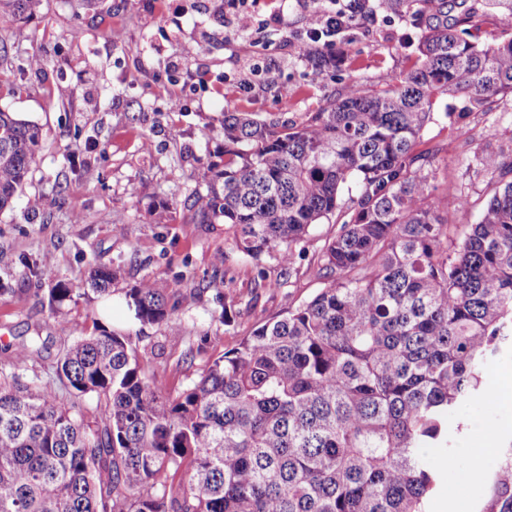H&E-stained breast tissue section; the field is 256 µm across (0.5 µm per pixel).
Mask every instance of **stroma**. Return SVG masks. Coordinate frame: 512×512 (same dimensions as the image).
I'll use <instances>...</instances> for the list:
<instances>
[{"label":"stroma","instance_id":"stroma-1","mask_svg":"<svg viewBox=\"0 0 512 512\" xmlns=\"http://www.w3.org/2000/svg\"><path fill=\"white\" fill-rule=\"evenodd\" d=\"M44 0L39 15L0 16V108L38 124L41 145L28 181L12 209L0 212V369L12 371V351L32 336L46 349L37 367L52 372L75 324L92 325L99 297L83 293L92 264L119 269L112 284V323L132 335L142 363L157 368L178 392L260 323L278 315L286 298L304 301L323 283L308 264L336 234L316 225L289 284L272 259L261 264L231 244L233 230L193 224L188 204L204 189L224 148L227 111L275 113L299 122L319 111L352 81L376 88L412 65L420 31L412 16L377 13L368 27L351 29L330 50L337 68L311 82V67L298 53L300 11L282 13L281 0H253L254 27L234 34V0ZM470 13L474 38L490 42L512 32V15L485 0H450L448 13ZM121 40H113V30ZM44 59L26 66L30 54ZM190 67L172 69L171 61ZM278 65L279 84L262 82L268 62ZM70 87L67 98L57 89ZM512 139V98L495 102L457 122L438 118L421 146L442 161L438 193L453 203L458 190L479 194L476 144ZM224 254L225 294L233 297L234 321L224 325L221 306L204 274ZM50 263L51 276L31 275ZM263 274L266 287L250 282ZM70 283L65 313L46 301L51 279ZM175 291L179 317L168 324L134 320L124 295L140 280ZM512 443V403L467 405L448 421V445L426 449L425 464L439 482L430 512H481L499 451ZM459 464L448 468V456Z\"/></svg>","mask_w":512,"mask_h":512}]
</instances>
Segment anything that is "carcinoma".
<instances>
[{
  "label": "carcinoma",
  "mask_w": 512,
  "mask_h": 512,
  "mask_svg": "<svg viewBox=\"0 0 512 512\" xmlns=\"http://www.w3.org/2000/svg\"><path fill=\"white\" fill-rule=\"evenodd\" d=\"M41 2L0 0V12L29 17ZM384 4L417 21L413 66L381 88L350 82L300 123L224 113L223 159L190 204L286 274L312 227L339 221L316 260L323 288L175 394L130 333L102 322L74 326L59 353L63 395L36 370L40 337L16 345L13 366L31 376L0 371V512H428L438 474L420 456L448 443V418L484 398L488 363L512 344V145L476 147L483 193L460 191L451 210L436 197L438 151L415 146L440 101L463 119L512 96V33L470 39L448 0ZM374 12L353 0L356 21ZM303 53L317 78L332 65L320 41ZM40 139L0 109V211ZM118 275L93 268L91 291L112 296ZM73 292L57 280L48 303L61 314ZM125 298L142 324L180 314L151 279ZM481 512H512V444Z\"/></svg>",
  "instance_id": "cac0c4a2"
}]
</instances>
